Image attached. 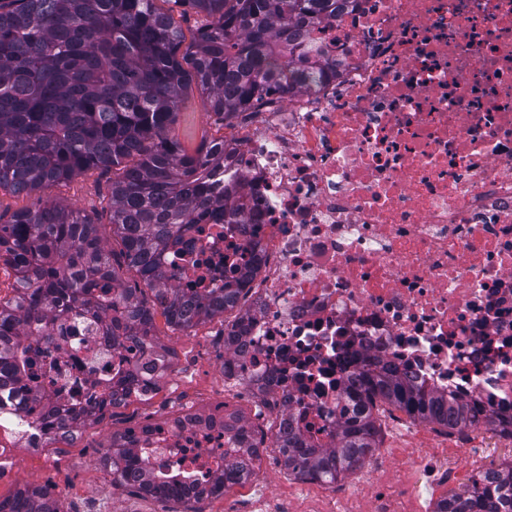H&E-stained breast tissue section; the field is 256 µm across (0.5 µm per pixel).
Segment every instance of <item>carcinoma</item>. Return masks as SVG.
Masks as SVG:
<instances>
[{
	"mask_svg": "<svg viewBox=\"0 0 512 512\" xmlns=\"http://www.w3.org/2000/svg\"><path fill=\"white\" fill-rule=\"evenodd\" d=\"M155 2L0 0V191L33 192L85 170L122 167L109 187L118 258L100 225L67 205L0 213V260L16 274L14 296L0 299L2 393L34 398L23 380L31 324L75 305L108 318L95 295L102 282H112L122 307L112 319L116 342L158 345V312L169 326L189 329L238 306L240 289L185 295L161 264L162 247L181 225L232 224L240 210L238 189L220 191L212 181L224 166V142L203 141L189 152L169 126L192 85L223 121H245L262 105L315 85L325 67L301 37L348 0H169L206 18L186 46L172 14ZM120 263L153 293V306L140 288L122 285ZM379 400L442 429L470 423L468 404L368 368L345 389L335 445L316 448L288 432L274 441L283 467L328 483L361 468L378 447ZM107 463L121 485L144 495L156 489L147 462L119 436ZM494 475L496 487L480 474L433 512H512V462ZM0 512L63 510L46 488L25 485Z\"/></svg>",
	"mask_w": 512,
	"mask_h": 512,
	"instance_id": "cac0c4a2",
	"label": "carcinoma"
}]
</instances>
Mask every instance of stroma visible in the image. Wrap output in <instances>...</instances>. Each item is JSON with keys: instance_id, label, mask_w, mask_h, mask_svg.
I'll list each match as a JSON object with an SVG mask.
<instances>
[{"instance_id": "1", "label": "stroma", "mask_w": 512, "mask_h": 512, "mask_svg": "<svg viewBox=\"0 0 512 512\" xmlns=\"http://www.w3.org/2000/svg\"><path fill=\"white\" fill-rule=\"evenodd\" d=\"M170 136L178 139L187 150L201 142L224 137V124L209 113L204 97L197 89L183 96L169 127ZM61 203L79 209L100 226L101 233L113 251L121 244L113 238L107 207V177L91 169L79 175L32 193L0 192V213L35 210L48 203ZM158 339L174 353V367L182 377L181 384L164 382L156 398L114 409L100 425L89 430L80 448L55 446L45 454L53 466L32 475L28 472L29 451L12 435H0V460L8 473L0 492L11 494L26 485H38L49 490L63 512H90L99 497H107L112 512H179L181 505L172 501H157L114 484L107 469L105 444L126 428L153 422L164 410L177 406L184 398L196 397L198 404L224 401L233 412L253 421L256 431L270 432L271 417H254L252 399L242 393L227 392L222 387L224 364V319L216 316L197 326L180 330L167 325L164 318L156 320Z\"/></svg>"}]
</instances>
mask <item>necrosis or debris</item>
Instances as JSON below:
<instances>
[{
	"mask_svg": "<svg viewBox=\"0 0 512 512\" xmlns=\"http://www.w3.org/2000/svg\"><path fill=\"white\" fill-rule=\"evenodd\" d=\"M333 70L287 111L225 136L224 181L241 186L232 224H187L161 253L187 292L252 273L224 381L275 401V430L330 446L344 387L371 363L469 401L448 489L474 458L510 448L489 418L512 413V0H354L307 34ZM26 383L37 401L0 397V431L32 452L81 445L89 424L171 376L147 348L115 346L93 315L34 330ZM252 426L223 406H190L135 426L127 444L156 480L194 479L219 512H397L418 483L386 488L379 449L344 497L292 500L235 477Z\"/></svg>",
	"mask_w": 512,
	"mask_h": 512,
	"instance_id": "obj_1",
	"label": "necrosis or debris"
}]
</instances>
